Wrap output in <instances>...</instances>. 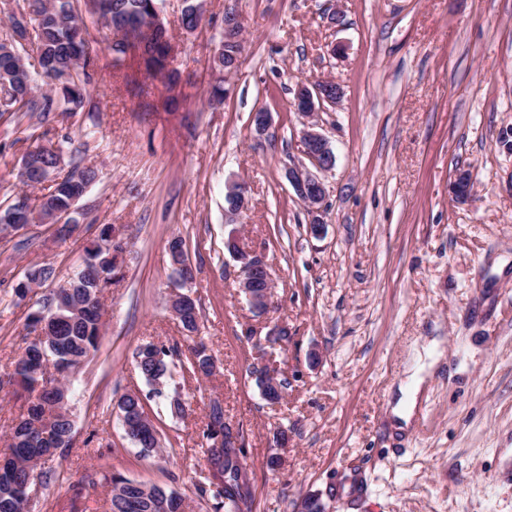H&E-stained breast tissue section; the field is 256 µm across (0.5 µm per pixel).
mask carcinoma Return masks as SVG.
I'll list each match as a JSON object with an SVG mask.
<instances>
[{"instance_id":"cac0c4a2","label":"carcinoma","mask_w":512,"mask_h":512,"mask_svg":"<svg viewBox=\"0 0 512 512\" xmlns=\"http://www.w3.org/2000/svg\"><path fill=\"white\" fill-rule=\"evenodd\" d=\"M157 0H49L34 19V27L25 28L23 12L9 16V27L0 40V114L6 112L37 115L44 133L56 130V116L83 112L89 104V88L96 83L97 64L89 51L80 6L101 17L113 29L115 39L109 49L113 65L122 64L131 43H136L138 60L151 74L168 72L169 43L164 23L154 4ZM199 0H188V14L181 17L182 28L192 32L200 26L203 12ZM36 47L38 67L28 62V46ZM242 53L241 42L222 35L215 55L217 76L210 89L211 100L224 99V60ZM34 164L21 166L18 176L26 187L43 184L62 169L63 155L52 145H38L27 153ZM97 173L89 166L73 165L64 176L52 179L48 193L36 206L21 197L0 206V224L11 223L18 213L42 221L72 217L77 202L95 182ZM116 231L104 225L99 235L85 248L80 271L67 281V287L50 294L42 308L29 318L28 326L46 332L29 341L15 362L12 372L0 384L18 385L32 396L27 411L10 430L9 453L0 467V512H24L26 484L32 461L45 454L70 448L74 423L68 408V394L55 385L56 377L70 376L96 350L102 320L103 291L117 276V255L108 238ZM20 283L39 286L55 278V269L46 264L27 268ZM179 355L177 347L145 344L135 351V362L148 384L165 382L168 357ZM183 369L199 379L212 374L214 361L201 342L189 350ZM118 409L124 419L139 427L136 444L151 451L159 445L158 428L146 411L139 392L123 394ZM224 434V409L217 401L210 403L208 422L202 437L206 440L207 474L201 492L215 501V512H243L252 500L248 476L242 474L239 457L242 448H216ZM110 512H174L184 502L174 490L146 486L120 474L109 478Z\"/></svg>"}]
</instances>
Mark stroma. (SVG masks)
<instances>
[{
	"mask_svg": "<svg viewBox=\"0 0 512 512\" xmlns=\"http://www.w3.org/2000/svg\"><path fill=\"white\" fill-rule=\"evenodd\" d=\"M239 13L243 50L212 104L213 56L225 7ZM182 0L164 22L174 78L136 56L113 67V33L86 20L100 78L92 111L65 117L96 181L77 204L79 229L47 224L0 233V375L28 336L27 317L51 292L18 297L23 269L53 264L67 280L103 225L124 228L128 253L107 288L98 349L70 379L74 441L42 464L30 512H108L102 475L175 490L187 512H215L197 489L210 401L243 438L251 512H295L310 493L334 512H512V0H206L201 26L181 27ZM331 78L344 97L318 112L335 153L323 176L324 229L310 231L288 182L304 164L298 84ZM271 125L255 140L250 118ZM36 119L0 115V204L41 195L19 183ZM473 174L453 201L457 169ZM249 187L241 237L262 250L276 307L255 314L240 265L225 250L224 188ZM185 239L215 362L205 379L179 362L151 395L134 351L146 341L187 352L173 318L167 244ZM441 355L409 427H392L398 389L426 349ZM286 381L267 403L254 369ZM137 391L160 431L144 451L124 435L119 398ZM180 393L184 417L167 397ZM279 460L276 469L266 461ZM89 487L74 498L73 482Z\"/></svg>",
	"mask_w": 512,
	"mask_h": 512,
	"instance_id": "stroma-1",
	"label": "stroma"
}]
</instances>
